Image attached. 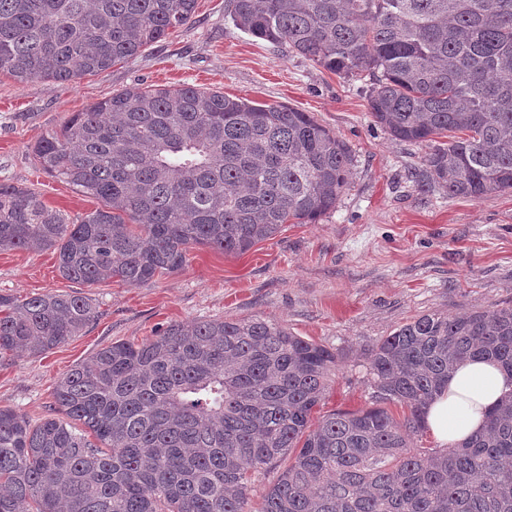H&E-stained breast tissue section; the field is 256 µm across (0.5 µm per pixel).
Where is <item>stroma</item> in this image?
Instances as JSON below:
<instances>
[{
    "instance_id": "stroma-1",
    "label": "stroma",
    "mask_w": 512,
    "mask_h": 512,
    "mask_svg": "<svg viewBox=\"0 0 512 512\" xmlns=\"http://www.w3.org/2000/svg\"><path fill=\"white\" fill-rule=\"evenodd\" d=\"M225 0H197L190 22L133 60L74 81L20 83L0 74V183L27 187L71 222L97 200L48 177L36 142L64 118L125 89L194 86L310 115L350 148L353 167L334 211L285 224L242 255L191 249L187 265L139 285L63 278L55 251L0 250V294H78L95 310L82 335L36 359L0 357V405L48 416L56 382L97 349L192 320L261 317L335 352L314 419L373 407L368 353L427 313L512 306V193L478 200L421 190L424 146L394 140L370 114L367 83L346 80L239 30Z\"/></svg>"
}]
</instances>
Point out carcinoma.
I'll list each match as a JSON object with an SVG mask.
<instances>
[{"label": "carcinoma", "mask_w": 512, "mask_h": 512, "mask_svg": "<svg viewBox=\"0 0 512 512\" xmlns=\"http://www.w3.org/2000/svg\"><path fill=\"white\" fill-rule=\"evenodd\" d=\"M196 0H0V73L18 82L101 73L185 26ZM235 25L348 79L374 121L422 145L421 187L512 193V0H226ZM34 158L100 203L69 223L0 183V250L58 254L67 280L144 283L190 249L240 255L336 208L352 157L282 104L192 86L126 89L72 112ZM81 295L0 294V354L36 358L94 319ZM512 375V306L431 313L369 352L377 401L311 423L336 355L261 318L175 323L76 364L38 423L0 407V512H512V392L483 433L409 446L466 358Z\"/></svg>", "instance_id": "carcinoma-1"}]
</instances>
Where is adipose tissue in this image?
Here are the masks:
<instances>
[{
	"instance_id": "ef3b65f1",
	"label": "adipose tissue",
	"mask_w": 512,
	"mask_h": 512,
	"mask_svg": "<svg viewBox=\"0 0 512 512\" xmlns=\"http://www.w3.org/2000/svg\"><path fill=\"white\" fill-rule=\"evenodd\" d=\"M512 392V375L496 362L471 358L457 365L448 385L428 406L425 425L443 446L478 434L486 414L501 397Z\"/></svg>"
}]
</instances>
